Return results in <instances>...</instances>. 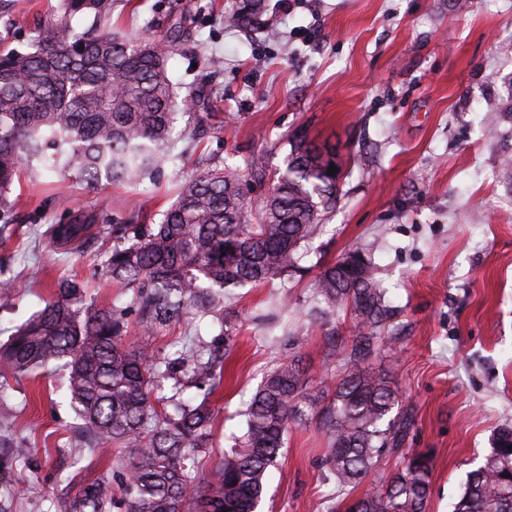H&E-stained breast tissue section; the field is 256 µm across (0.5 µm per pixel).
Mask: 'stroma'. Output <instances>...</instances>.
Returning <instances> with one entry per match:
<instances>
[{
  "label": "stroma",
  "mask_w": 512,
  "mask_h": 512,
  "mask_svg": "<svg viewBox=\"0 0 512 512\" xmlns=\"http://www.w3.org/2000/svg\"><path fill=\"white\" fill-rule=\"evenodd\" d=\"M259 28L232 23L243 0H112V28L154 39L184 26L189 37L168 67L203 90L194 112L206 130L179 122L176 162L157 180L87 187L59 165L24 166L14 187L23 204L0 210V343L52 298L59 279L84 286L90 302L125 305L124 289L101 271L110 227L156 224L180 181L215 164L243 166L265 155L284 168L295 135L335 146L343 173L305 258L287 280L235 290L224 321L188 320L167 335L130 326L124 343L163 356L195 338L224 345V383L214 402L208 472L243 433V412L266 374L299 357L315 394L335 379L341 355L328 336L353 324L337 312L321 326L307 312L323 266L355 248L372 251L376 277L396 309L375 368L387 372L398 409L414 425L404 448L379 459L352 492L326 481L319 420L291 424L270 468L260 512H328L377 493L415 452L433 461L429 512H451L468 472L512 429V0H260ZM58 0H0V43L27 49ZM89 223L87 239L50 247L53 224ZM227 337H220V330ZM294 338L285 349L280 336ZM66 373L53 368L0 383V438L29 448L0 470V512H61L80 485L119 482L128 451L93 455L65 398ZM42 492L34 496L31 484Z\"/></svg>",
  "instance_id": "obj_1"
}]
</instances>
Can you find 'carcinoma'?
Listing matches in <instances>:
<instances>
[{
    "mask_svg": "<svg viewBox=\"0 0 512 512\" xmlns=\"http://www.w3.org/2000/svg\"><path fill=\"white\" fill-rule=\"evenodd\" d=\"M76 15L88 28L73 27ZM111 15L112 0H59L31 50L0 51V207L18 206L11 194L21 166L49 150L92 188L158 173L185 116L173 96L169 46L126 39L107 27ZM334 163V151L295 137L255 215L247 192L265 178L262 159L246 164L244 174L216 164L185 179L160 223L112 225L115 244L101 269L130 295L125 307L88 305L80 284L64 279L0 345L1 379L63 363L66 393L91 449L108 452L115 442L129 450L119 488L99 480L66 501L64 512H257L289 425L315 412L327 438L322 465L342 492L374 475L379 456L403 447L412 416L393 413L390 381L367 366L380 352L392 306L358 248L324 268L313 288L314 321L339 310L353 320L330 401L315 410L296 360L277 364L246 407L236 450L216 457L206 477L186 461L213 447L209 395L223 381L220 348L193 343L158 357L122 344L131 313L143 334L154 336L189 318H217L233 288L286 276L336 203L339 173L328 174ZM87 230L56 224L52 245L67 246ZM179 374L196 389L209 386V394L182 398ZM168 379L171 412L152 399ZM510 445L512 430L499 432L493 452L467 475L453 512H512ZM29 452L0 439V468ZM431 473L429 456L416 452L385 492L355 500L346 512H426Z\"/></svg>",
    "mask_w": 512,
    "mask_h": 512,
    "instance_id": "cac0c4a2",
    "label": "carcinoma"
}]
</instances>
